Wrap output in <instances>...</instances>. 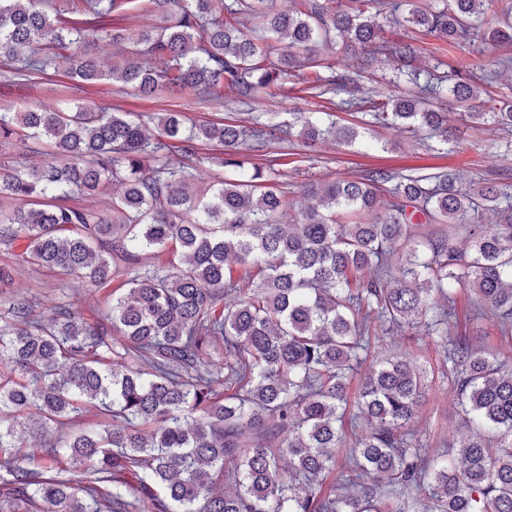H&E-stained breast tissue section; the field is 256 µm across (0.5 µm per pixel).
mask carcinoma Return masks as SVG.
Returning a JSON list of instances; mask_svg holds the SVG:
<instances>
[{"label": "carcinoma", "mask_w": 512, "mask_h": 512, "mask_svg": "<svg viewBox=\"0 0 512 512\" xmlns=\"http://www.w3.org/2000/svg\"><path fill=\"white\" fill-rule=\"evenodd\" d=\"M42 2L0 0V71L42 77L63 61L78 82L110 77L143 98L199 103L225 92L244 106L298 82L315 98L343 92L341 110L412 136L457 141L450 106L473 128H512V101L485 89L492 74L450 62L423 76L419 47L381 38L366 17L368 5L404 6V22L461 51L511 46L512 10L487 26L483 0H299L288 11L278 0ZM131 9L160 24L108 22ZM91 37L120 50L112 75ZM274 39L293 51L274 55ZM340 49L362 69H392L398 91H363L359 72L328 62ZM294 136L313 147L360 131L315 112L188 127L172 110L151 131L83 103L0 109V142L44 156L0 168V244L23 240L29 265L114 285L95 324L67 303L45 319L27 298L0 296V512H419L409 490L422 486L431 512H512V371L451 321L465 289L476 315L512 326V184L466 190L447 170L374 169L308 184L283 224L281 172L239 146ZM203 145L222 152L202 156ZM206 162L224 176L201 185ZM104 191L109 209L80 204ZM483 211L495 220L475 223ZM431 224L448 230L420 231ZM377 327H422L442 347L464 412L458 463L410 433L429 388L423 365L391 354L358 377ZM356 379L361 430L348 444ZM92 408L112 423L70 428ZM339 452L345 468L327 486Z\"/></svg>", "instance_id": "1"}]
</instances>
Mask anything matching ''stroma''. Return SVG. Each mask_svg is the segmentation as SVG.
Listing matches in <instances>:
<instances>
[{"label": "stroma", "instance_id": "35a3bbf8", "mask_svg": "<svg viewBox=\"0 0 512 512\" xmlns=\"http://www.w3.org/2000/svg\"><path fill=\"white\" fill-rule=\"evenodd\" d=\"M376 21L385 37L401 36L416 43L420 49L417 65L422 70H433L437 62L448 63L457 57L449 45L398 25L393 18L380 15ZM68 101L95 104L144 118L175 109L197 123L234 120L243 125L271 119L286 121L293 112L319 111L327 104L323 98L297 99L295 92L287 86L269 89L249 107L224 103L205 108L184 99L140 98L108 80L82 84L56 76L13 82L0 76V106L54 108ZM459 138L458 147L451 150L428 131L412 137L375 127L366 131L363 142L352 146L341 147L324 142L307 147L295 139L275 140L268 142L259 156L264 161L275 162L282 154H292L294 162L282 167L280 181L290 202L296 205L301 203L307 183L345 179L370 168L388 167L404 172L411 168L444 167L456 173L459 185L465 189L486 180L503 182L512 178V155H504L500 148L501 143L508 139L507 133L466 128ZM23 249L19 242L9 247L0 245V266L14 269L11 281L0 287V293L28 297L38 314H48L53 306L66 302L85 321L93 323L98 320L105 308L107 289L94 290L75 281H63L48 269L22 263L19 256ZM454 326L458 335L478 344L498 347L500 360L506 369L512 370V347L501 344L500 334L492 321L474 316L467 296H460L458 300ZM393 350L404 352L432 369L434 378L414 428L428 454L452 450L463 413L441 347L435 339L420 331L402 335L379 331L371 337V358L383 357Z\"/></svg>", "mask_w": 512, "mask_h": 512}]
</instances>
